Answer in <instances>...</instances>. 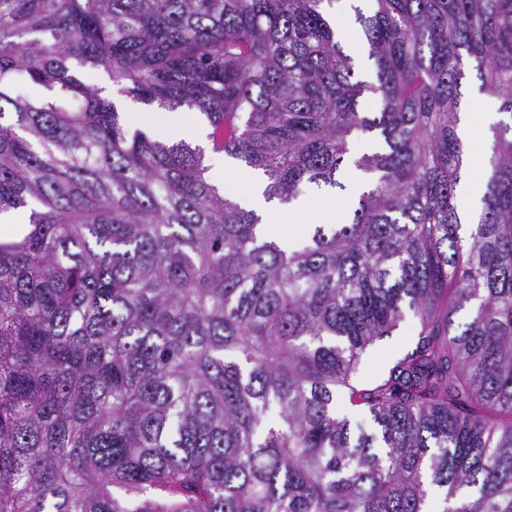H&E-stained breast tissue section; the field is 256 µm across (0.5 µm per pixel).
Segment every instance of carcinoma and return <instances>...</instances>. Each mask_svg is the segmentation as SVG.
<instances>
[{
  "label": "carcinoma",
  "instance_id": "obj_1",
  "mask_svg": "<svg viewBox=\"0 0 512 512\" xmlns=\"http://www.w3.org/2000/svg\"><path fill=\"white\" fill-rule=\"evenodd\" d=\"M333 2L0 0V213L31 225L0 241V512H512V122L478 223L456 204L470 71L512 118V0L355 9L370 80ZM88 71L204 115L269 200L353 163L351 221L264 236ZM416 333L417 322L412 316H409L392 336L378 341L363 363L360 381L365 385L376 381L396 357L411 347L410 344Z\"/></svg>",
  "mask_w": 512,
  "mask_h": 512
}]
</instances>
